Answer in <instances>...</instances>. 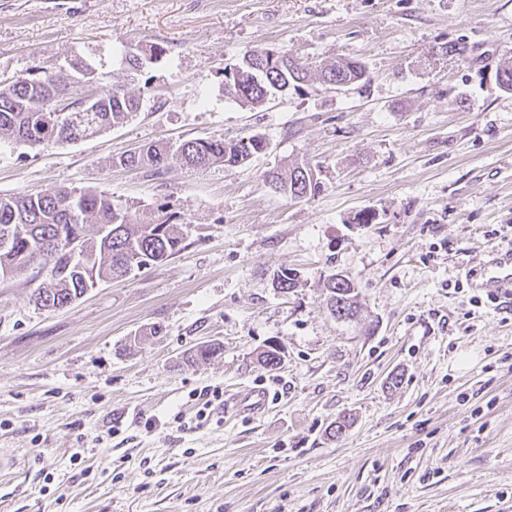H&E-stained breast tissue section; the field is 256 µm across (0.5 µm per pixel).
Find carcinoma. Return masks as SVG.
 <instances>
[{"label":"carcinoma","mask_w":512,"mask_h":512,"mask_svg":"<svg viewBox=\"0 0 512 512\" xmlns=\"http://www.w3.org/2000/svg\"><path fill=\"white\" fill-rule=\"evenodd\" d=\"M271 52L268 47H260L244 54L228 80L234 88L228 97L258 108L273 94L298 90L313 78L330 89H342L367 77L364 64L354 57L313 64L290 52L281 50L276 57ZM163 53L162 47L149 43L131 49L123 71L112 75L108 89L99 96L98 109L70 112L62 124L52 118L51 109L69 92L66 77L46 71L0 83V137L29 145L64 144L124 122L140 107V98L127 85ZM266 148V140L259 134L236 141L196 138L174 150L164 145L144 146L120 158L119 163L148 167L158 173L176 155L193 168L215 163L236 167ZM266 179L276 192L292 199L312 198L321 191V183L308 164L270 171ZM74 240L79 241L82 250L77 258L67 249ZM184 241L180 225L167 219L132 224L109 196L95 191L59 189L0 197V274L7 272L14 278L35 264L46 270L47 280L35 289L33 297L48 310L64 308L79 299L87 291L90 274L110 281L126 277L144 266L169 260L182 250ZM325 287L331 313H336L341 300L342 319L357 316L355 284L350 278L332 273Z\"/></svg>","instance_id":"carcinoma-1"}]
</instances>
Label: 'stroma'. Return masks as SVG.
Segmentation results:
<instances>
[{
	"label": "stroma",
	"mask_w": 512,
	"mask_h": 512,
	"mask_svg": "<svg viewBox=\"0 0 512 512\" xmlns=\"http://www.w3.org/2000/svg\"><path fill=\"white\" fill-rule=\"evenodd\" d=\"M138 41L165 52L128 121L0 138V196L91 189L189 231L59 310L34 302L39 267L0 280V512H512V306L467 280L512 227V0H0V82L76 58L112 72ZM254 47L355 57L370 80L251 109L224 72ZM255 133L266 151L235 168L112 163ZM301 162L318 196L264 182ZM332 273L354 280L356 320L327 310ZM203 344L221 355L185 364ZM204 389L223 396L199 422Z\"/></svg>",
	"instance_id": "stroma-1"
}]
</instances>
